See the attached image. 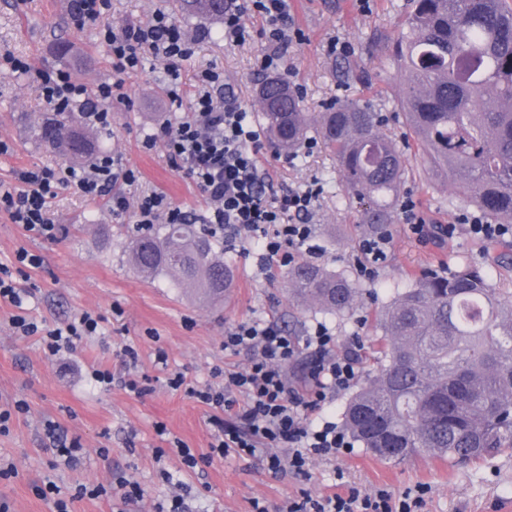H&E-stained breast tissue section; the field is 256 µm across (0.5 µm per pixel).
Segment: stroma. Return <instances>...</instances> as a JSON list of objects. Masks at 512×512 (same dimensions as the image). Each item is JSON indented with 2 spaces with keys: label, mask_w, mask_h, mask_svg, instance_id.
Wrapping results in <instances>:
<instances>
[{
  "label": "stroma",
  "mask_w": 512,
  "mask_h": 512,
  "mask_svg": "<svg viewBox=\"0 0 512 512\" xmlns=\"http://www.w3.org/2000/svg\"><path fill=\"white\" fill-rule=\"evenodd\" d=\"M108 19L113 25L147 23L156 10L174 12L173 0H111ZM408 0H290L289 9L302 41L293 43L286 60L289 82L304 99L307 111L323 112L339 101L362 100L385 121L383 133L400 144L406 168L401 198L412 199L435 224L454 225L448 237L420 241L394 212L388 257L369 280L359 278L353 256L369 235L359 221L361 207L343 191V176L334 156L316 146L314 152L285 155L264 141L261 160L278 188L318 181L323 193L313 214L318 252L315 263L343 274L363 288L358 311L351 316L297 310L290 306L287 272L261 271L258 257L241 246L224 249L231 282L220 304H209L176 288L168 278H144L127 261V246L135 232L131 215L114 217L104 200L91 201L70 189L58 190L51 215L60 232L47 240L27 232L0 213V265L12 267L25 250L42 257L40 267L27 269L18 284L25 288L24 306L41 328H53L75 313L88 311L102 318L98 335L77 341L71 350L50 354L35 336L16 333L10 319L13 306L0 303V409L26 401L29 411L13 418L0 434V459L14 464L17 474L0 481V502L10 512H54L51 500L35 489L54 482L62 496L71 497L70 512H156L174 492L162 477L170 472L187 491L190 512H255L264 506L275 512L284 500L309 493L323 498L350 488L363 493L385 489L394 496L421 497L418 512H512V456L487 457L467 466L419 456L405 462L374 457L361 443L340 451L332 460L313 459L309 478L271 474L261 458L229 455L213 458L203 473L184 469L168 445L182 440L192 450H209L212 411L172 389L169 378L182 374L187 386L212 382L215 370H238L244 356L224 352V330L247 319H269L290 335L302 337L316 324L329 326L338 344L359 337L362 365H369L373 342L381 331L370 315L375 302H389L397 290L410 287L425 270L448 272L462 262L489 271L497 285L512 289V264L496 262L499 253L512 255V237L488 241L472 233L462 216L477 215L468 202L456 199L450 181L426 174L414 137L404 123L400 104L402 75L385 61L396 38ZM72 0H0V53L28 60L34 68L69 73L94 86L112 71V60L97 26L77 28ZM187 34L204 33L193 56L181 68L184 95L194 90L195 73L214 68L223 72L231 91L258 114L256 71L258 56L267 51L264 39L239 46L224 42L222 21L175 14ZM349 45L345 55L328 52L331 40ZM68 42L74 60L61 64L55 57L58 42ZM123 101L112 104V121L100 130L102 151L111 152L140 173L137 185H118L130 200L151 191L165 193L191 215L204 214L206 204L182 170L159 152L142 147L148 134L163 122H177L182 108L164 92L165 64L145 57L142 68L122 77ZM46 112L38 82L31 76L0 70V140L13 151L0 155V185L12 182L21 167H54L63 157L46 152L29 136L32 125ZM138 354L127 365L125 348ZM165 361H158V353ZM112 369L116 380L107 389L95 385L91 372ZM149 377L153 390L130 391L126 382ZM59 424L70 437H79L84 458L78 467L57 464L43 441L45 422ZM165 424L158 435L157 424ZM166 449L157 458V449ZM137 482L141 502L124 503L118 480ZM102 486L99 496L74 497L76 486Z\"/></svg>",
  "instance_id": "1"
}]
</instances>
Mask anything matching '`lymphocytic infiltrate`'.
Instances as JSON below:
<instances>
[{"label": "lymphocytic infiltrate", "instance_id": "f902f5d3", "mask_svg": "<svg viewBox=\"0 0 512 512\" xmlns=\"http://www.w3.org/2000/svg\"><path fill=\"white\" fill-rule=\"evenodd\" d=\"M109 8L110 0H79L74 18L81 25L100 24L115 72L137 71L149 54L164 60L171 78H178L180 62L193 53L194 38L161 10L155 12L149 25L128 23L112 28L103 20ZM249 15L261 20L260 31H252L246 25ZM256 34L270 46L269 52L257 60L258 72L284 69L285 49L301 38L292 26L288 0H230L224 11L225 43L239 45ZM0 64L16 73H35L47 107L61 112L80 108L87 122L109 126L112 100L119 87L111 78L89 87L61 71H33L31 64L7 52L0 54ZM143 146L163 149L171 165L182 169L196 186L207 204L201 221L208 224L212 236L233 241L249 235L259 248L262 270L293 265L299 250L313 251L316 230L310 219L322 192L320 185L314 182L285 191L275 189L259 164L262 133L243 102L227 94L223 73L201 72L186 118L145 137ZM137 179L136 169L122 165L108 153L81 169L24 167L16 170L14 186L0 189V212L25 230L52 240L57 228L49 216V200L56 189H71L95 200L109 194L110 186H130ZM111 196L113 216L134 211L136 225L143 230L155 224H182L189 220L188 214L174 208L163 193L142 196L134 203L120 193ZM2 301L17 310L11 318L13 328L21 335L40 337L53 355L99 331V317L87 311L61 326L39 328L23 313L24 296L6 266L0 267ZM224 351L233 356L245 355L247 366L225 372L222 385L189 387L178 374L169 381L172 388H185L191 398L216 411L210 419L214 433L209 452L199 454L182 442H174L173 449L185 469L200 468L216 456H252L263 448L267 451L268 471L302 475L310 456L331 458L350 447L347 433L335 422L325 419L317 425L312 420L360 376L357 355L350 350L337 353L336 338L328 327L316 326L300 342L275 322L241 321L225 330ZM302 351L309 357V381L295 385L289 381L285 368ZM420 505V500L407 495L396 500L383 490L373 495L351 490L321 499L308 495L289 499L278 512H417Z\"/></svg>", "mask_w": 512, "mask_h": 512}]
</instances>
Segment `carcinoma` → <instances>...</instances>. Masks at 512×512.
<instances>
[{
  "label": "carcinoma",
  "instance_id": "carcinoma-1",
  "mask_svg": "<svg viewBox=\"0 0 512 512\" xmlns=\"http://www.w3.org/2000/svg\"><path fill=\"white\" fill-rule=\"evenodd\" d=\"M179 11L224 19L225 0H175ZM387 61L406 76L407 122L427 169L456 182L482 217L512 224V0H411ZM257 99L272 144L294 155L315 135L336 156L360 220L391 223L405 168L396 142L369 105L347 101L307 112L280 76ZM45 150L93 159L98 135L79 112H55L30 129ZM195 224H160L128 245L143 276L164 275L221 302L230 270ZM291 295L314 310L353 315L360 288L312 262L288 270ZM382 331L375 374L346 404L345 425L384 460L416 455L456 464L512 452V300L491 275L465 265L429 272L376 313Z\"/></svg>",
  "mask_w": 512,
  "mask_h": 512
}]
</instances>
